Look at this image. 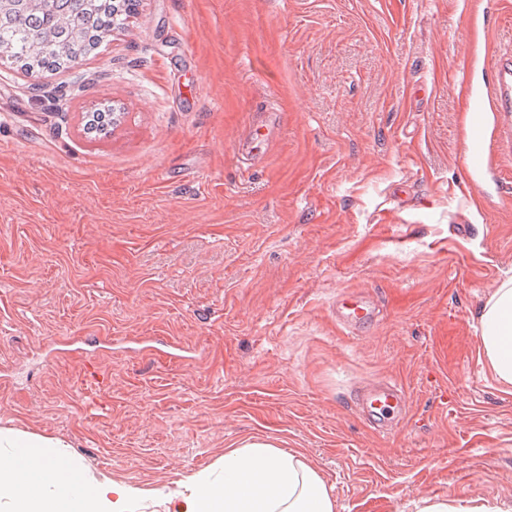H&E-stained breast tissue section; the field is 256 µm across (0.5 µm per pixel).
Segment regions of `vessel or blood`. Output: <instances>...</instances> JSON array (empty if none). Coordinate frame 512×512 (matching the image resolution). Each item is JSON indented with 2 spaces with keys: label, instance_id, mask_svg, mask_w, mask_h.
Masks as SVG:
<instances>
[{
  "label": "vessel or blood",
  "instance_id": "obj_1",
  "mask_svg": "<svg viewBox=\"0 0 512 512\" xmlns=\"http://www.w3.org/2000/svg\"><path fill=\"white\" fill-rule=\"evenodd\" d=\"M475 29L461 37L465 53L461 61L464 73L483 69L493 79L485 84L466 81L461 89L465 94L467 112L463 118L464 151L460 162V177L474 203L488 201L486 180L502 173L504 158L512 156V53L498 55L474 54L472 45ZM336 317L342 324L362 329L375 320V309L354 296L342 297L336 307ZM359 402L363 415L376 431H383V422L394 411H405L409 398L402 386L382 380L365 388Z\"/></svg>",
  "mask_w": 512,
  "mask_h": 512
}]
</instances>
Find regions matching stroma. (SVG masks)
I'll list each match as a JSON object with an SVG mask.
<instances>
[{
	"label": "stroma",
	"mask_w": 512,
	"mask_h": 512,
	"mask_svg": "<svg viewBox=\"0 0 512 512\" xmlns=\"http://www.w3.org/2000/svg\"><path fill=\"white\" fill-rule=\"evenodd\" d=\"M475 9L512 46V0H140L78 66L0 63V426L145 490L263 440L335 512L511 505L480 313L512 180L479 208L459 177ZM385 377L410 396L389 435L353 409ZM336 318L347 327L362 329L373 324L375 307L369 306L362 298L344 296L338 301Z\"/></svg>",
	"instance_id": "stroma-1"
}]
</instances>
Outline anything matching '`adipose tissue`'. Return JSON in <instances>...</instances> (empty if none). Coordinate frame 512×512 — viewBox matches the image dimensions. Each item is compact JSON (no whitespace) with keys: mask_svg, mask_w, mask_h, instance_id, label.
I'll return each instance as SVG.
<instances>
[{"mask_svg":"<svg viewBox=\"0 0 512 512\" xmlns=\"http://www.w3.org/2000/svg\"><path fill=\"white\" fill-rule=\"evenodd\" d=\"M481 351L495 379L512 386V280L482 308ZM221 476L194 477L172 512H335L324 480L299 454L251 441L225 453ZM140 489L90 476L60 440L0 428V499L9 512H129Z\"/></svg>","mask_w":512,"mask_h":512,"instance_id":"adipose-tissue-1","label":"adipose tissue"}]
</instances>
